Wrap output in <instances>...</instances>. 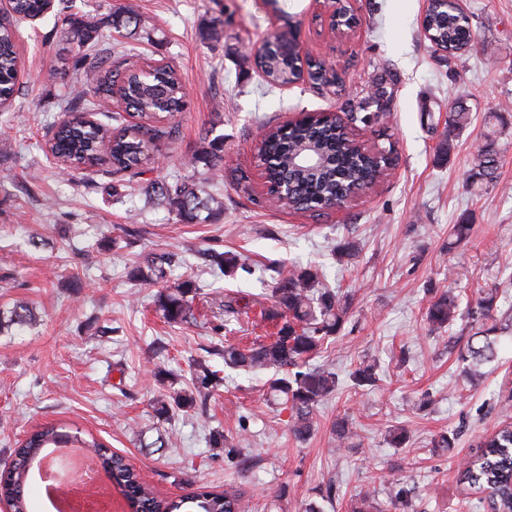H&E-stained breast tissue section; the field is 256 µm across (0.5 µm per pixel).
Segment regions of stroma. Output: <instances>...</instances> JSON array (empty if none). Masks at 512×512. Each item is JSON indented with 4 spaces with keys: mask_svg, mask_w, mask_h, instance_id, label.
Wrapping results in <instances>:
<instances>
[{
    "mask_svg": "<svg viewBox=\"0 0 512 512\" xmlns=\"http://www.w3.org/2000/svg\"><path fill=\"white\" fill-rule=\"evenodd\" d=\"M361 20L347 38L328 31L314 0H55L22 23L19 91L0 112V309L33 307L37 325L0 335V468L19 440L46 423L93 435L123 455L157 494L177 499L200 486H238L249 512H351L365 494L385 512H479L457 482L456 464L483 435L512 422V0H466L476 41L451 57L425 39L426 0H350ZM132 6L147 29L123 42L131 61L163 60L180 73L188 108L164 121L172 138L146 179L183 173L202 133L224 144V214L214 224H183L166 205L145 199L138 179L108 166L64 175L49 150L74 69L65 16L106 21ZM219 41L203 40L213 20ZM295 25L303 50L343 77L342 94L307 81L267 87L248 47ZM387 90L385 106L370 92ZM471 114L448 155L438 143L455 105ZM354 112L367 146H393L396 161L373 188L313 219L268 202L255 158L263 127L300 112ZM495 135L501 163L494 181L477 180L473 158ZM246 186H238L240 175ZM470 237L456 244L453 227ZM358 253L335 256L339 243ZM230 252L243 265L224 275L204 251ZM176 261L155 283L129 278L153 253ZM318 269L348 295L338 338L314 362L336 372L337 391L314 415L307 441L290 430V411L267 399L269 373L225 374L205 400L158 414L174 391L192 388L193 365L218 364L214 348L271 336L260 319L277 269ZM192 280L193 316L167 323L157 309L163 288ZM454 289L461 304L492 288L497 355L480 375L459 354L475 330L458 320L429 332L436 292ZM250 303L246 317L224 321L225 295ZM378 367L375 390L352 387L360 363ZM354 432L340 448L334 423ZM403 428L409 440L388 444ZM456 434L454 447L432 438ZM224 437L221 448L210 437ZM406 491L408 508L397 507Z\"/></svg>",
    "mask_w": 512,
    "mask_h": 512,
    "instance_id": "35a3bbf8",
    "label": "stroma"
}]
</instances>
